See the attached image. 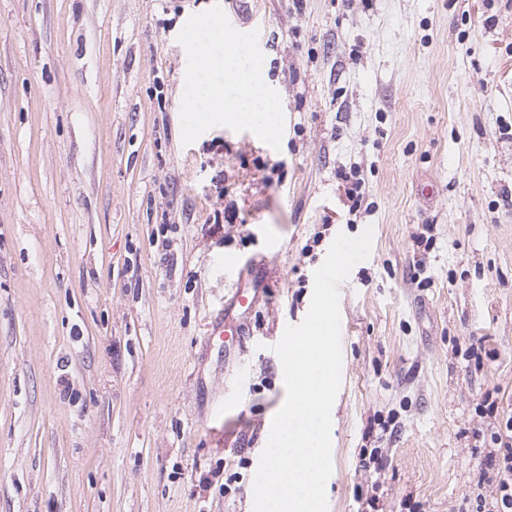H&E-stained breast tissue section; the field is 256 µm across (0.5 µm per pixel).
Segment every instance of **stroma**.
<instances>
[{"label": "stroma", "instance_id": "obj_1", "mask_svg": "<svg viewBox=\"0 0 512 512\" xmlns=\"http://www.w3.org/2000/svg\"><path fill=\"white\" fill-rule=\"evenodd\" d=\"M216 4L262 24L280 150L182 143L176 37ZM368 227L329 512H476L478 405L512 410V0H0V512H252L273 347ZM223 315L243 345L209 338Z\"/></svg>", "mask_w": 512, "mask_h": 512}]
</instances>
